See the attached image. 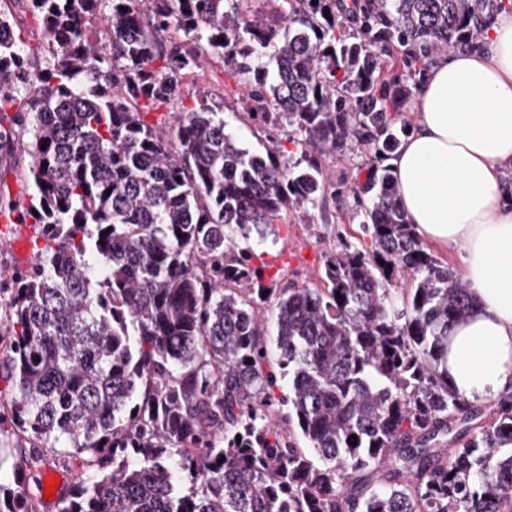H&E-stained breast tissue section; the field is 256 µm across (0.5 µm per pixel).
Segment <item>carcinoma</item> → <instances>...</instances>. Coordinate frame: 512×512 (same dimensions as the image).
<instances>
[{"mask_svg":"<svg viewBox=\"0 0 512 512\" xmlns=\"http://www.w3.org/2000/svg\"><path fill=\"white\" fill-rule=\"evenodd\" d=\"M287 2L251 19L238 0H26L38 52L0 12V162L25 142L33 186L0 213L44 238L0 282L16 388L0 426L25 435L30 465L82 459L60 512H512V393L486 416L449 385L472 292L424 248L385 164L413 88L380 56L399 45L426 68L484 28L471 0ZM104 5L100 46L83 24ZM202 53L299 156L243 148L206 100L145 121ZM354 143L371 150L349 189L371 246L343 239L320 286L278 287L238 240L288 212L310 224L336 198L322 160ZM52 440L67 450L47 458ZM31 475L0 482V512H36Z\"/></svg>","mask_w":512,"mask_h":512,"instance_id":"obj_1","label":"carcinoma"}]
</instances>
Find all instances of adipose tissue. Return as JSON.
Wrapping results in <instances>:
<instances>
[{"label": "adipose tissue", "mask_w": 512, "mask_h": 512, "mask_svg": "<svg viewBox=\"0 0 512 512\" xmlns=\"http://www.w3.org/2000/svg\"><path fill=\"white\" fill-rule=\"evenodd\" d=\"M416 128L391 165L417 234L462 250L474 297L448 332V381L468 399L512 392V11L494 10L481 47L449 53L418 89Z\"/></svg>", "instance_id": "ef3b65f1"}]
</instances>
